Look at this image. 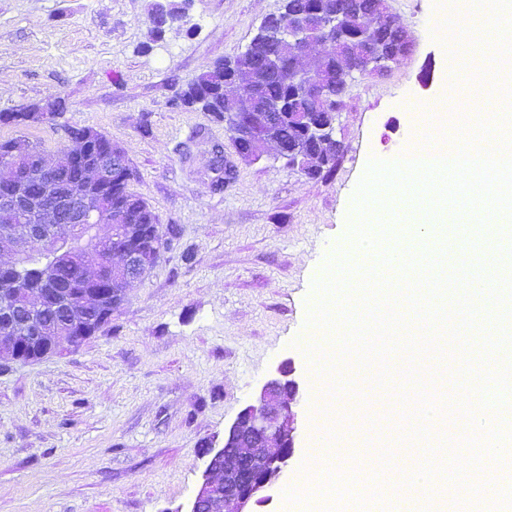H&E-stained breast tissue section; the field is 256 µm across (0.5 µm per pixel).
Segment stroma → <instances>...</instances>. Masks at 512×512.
<instances>
[{
  "mask_svg": "<svg viewBox=\"0 0 512 512\" xmlns=\"http://www.w3.org/2000/svg\"><path fill=\"white\" fill-rule=\"evenodd\" d=\"M443 0H389L414 53L382 78L355 75L339 106L343 150L309 178L277 157L240 159L228 126L178 104L206 66L241 54L283 0H173L178 23L152 36L154 0H0V112L58 94L54 123L0 125L54 153L86 126L121 146L130 188L158 215L168 244L124 303L81 346L0 370V512H176L195 497L205 444L251 403L284 360L301 384L298 446L260 512H287L306 476L316 383L300 340L313 284L348 250V217L372 153L421 135L448 69L436 35ZM236 175L217 187L216 150ZM409 364L388 361L389 411L373 384L338 386L337 419L365 437L336 463L363 469L378 440L390 466L420 454L400 423Z\"/></svg>",
  "mask_w": 512,
  "mask_h": 512,
  "instance_id": "1",
  "label": "stroma"
}]
</instances>
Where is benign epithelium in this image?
Returning a JSON list of instances; mask_svg holds the SVG:
<instances>
[{
  "label": "benign epithelium",
  "mask_w": 512,
  "mask_h": 512,
  "mask_svg": "<svg viewBox=\"0 0 512 512\" xmlns=\"http://www.w3.org/2000/svg\"><path fill=\"white\" fill-rule=\"evenodd\" d=\"M380 18L358 5L340 10L321 20L322 38L309 39L303 25L285 24L276 16H268L260 29H270L273 39L296 49L300 64L294 68V78L306 91L324 98L330 95L329 84L313 75L308 63L303 61L314 45L333 53L345 63L344 75L355 72L382 74L390 65L399 62L414 49L410 32L404 33L406 46L392 52L381 45L352 48L336 39L339 27L357 26L367 30L377 28ZM246 78V89L256 81V70L250 59L241 57L236 71L227 80ZM252 94H247L244 110L237 113L232 131L237 153L244 159L258 155L268 144L276 146L281 156L288 154V147L274 136V127L281 118V107L273 105L267 112H252ZM38 160L34 155L22 158L15 154L0 157V169L7 171L6 180L14 192L0 196V218L7 223L0 225V253L20 257L42 244L55 248L63 242L55 229L60 224L71 227L70 237L81 239L82 263L88 275H96L101 283L114 278L131 283L142 278L157 262L162 247L154 239L129 249L124 246L125 235L131 227L112 221L109 235L99 233L104 203L99 189L112 183L114 172L122 169L124 158L107 148L87 170L88 186L79 195H62L57 187L50 186L43 197L32 203L24 187L27 184L29 163ZM120 246L112 253L118 261L109 263L101 257L102 245L107 240ZM46 287L35 292L18 288L13 292L0 291V309L14 313V327L0 332V366L16 362L41 359L57 350L76 347L74 331L83 313L100 308V296L92 289L80 298L63 296L64 290L55 287L53 276H44ZM48 305L65 310V317L55 323H46L35 317V311ZM291 360L282 362L267 379L255 403L244 407L224 434L220 446L210 444L205 448L208 457L202 483L187 512H201L204 504L210 512H249L250 503H263L270 499L267 492L275 487L288 471L289 461L295 451L300 400V384L294 376Z\"/></svg>",
  "instance_id": "benign-epithelium-1"
}]
</instances>
